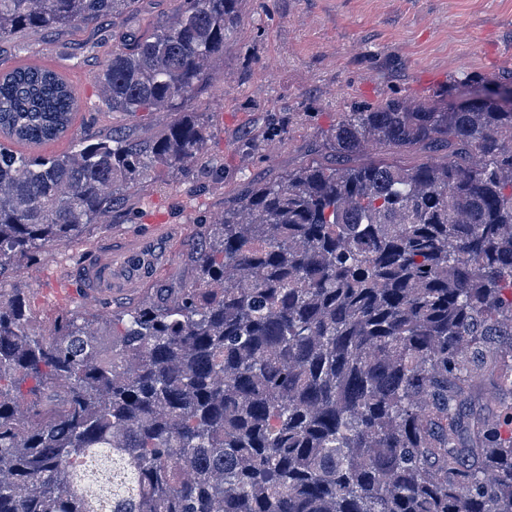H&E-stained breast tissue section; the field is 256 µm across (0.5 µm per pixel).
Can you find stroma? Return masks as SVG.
<instances>
[{
	"label": "stroma",
	"instance_id": "1",
	"mask_svg": "<svg viewBox=\"0 0 512 512\" xmlns=\"http://www.w3.org/2000/svg\"><path fill=\"white\" fill-rule=\"evenodd\" d=\"M147 28L105 20L60 30L20 31L0 40V67L36 61L65 73L78 101L69 136L42 145L11 142L13 150L51 156L73 138L117 130L143 140L175 118L171 112H113L96 75L113 43L142 38ZM512 73V0H240L238 23L224 59L180 110L205 115L206 141L188 174L150 172L108 224L89 225L91 242L164 222L184 228L158 285L195 281L198 222L237 204L254 184L273 182L312 161L335 163L325 138L343 113L390 96L412 102H460L501 85ZM285 128L254 155L240 152L245 134L260 135L269 117ZM25 264L1 285L21 289L32 305V328L53 329L73 314L102 318L98 308L59 300L55 289L82 250L67 242Z\"/></svg>",
	"mask_w": 512,
	"mask_h": 512
}]
</instances>
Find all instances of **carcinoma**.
Segmentation results:
<instances>
[{"label": "carcinoma", "instance_id": "carcinoma-1", "mask_svg": "<svg viewBox=\"0 0 512 512\" xmlns=\"http://www.w3.org/2000/svg\"><path fill=\"white\" fill-rule=\"evenodd\" d=\"M135 0H0V39L122 18ZM239 0H179L112 50L114 112H178L224 54ZM57 72H0V136L70 127ZM157 137L61 155L0 144V282L83 240L151 169L205 146ZM444 150L402 166L370 144ZM341 159L258 183L202 225L197 285L29 332L0 293V512H512V105L392 98L345 112Z\"/></svg>", "mask_w": 512, "mask_h": 512}]
</instances>
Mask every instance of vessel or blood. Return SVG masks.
Segmentation results:
<instances>
[{"instance_id": "obj_1", "label": "vessel or blood", "mask_w": 512, "mask_h": 512, "mask_svg": "<svg viewBox=\"0 0 512 512\" xmlns=\"http://www.w3.org/2000/svg\"><path fill=\"white\" fill-rule=\"evenodd\" d=\"M182 236L176 224H152L141 233H119L86 250L64 299L91 305L145 294L166 270Z\"/></svg>"}]
</instances>
